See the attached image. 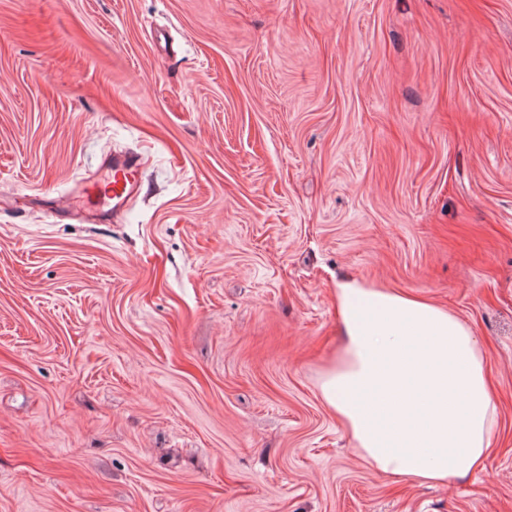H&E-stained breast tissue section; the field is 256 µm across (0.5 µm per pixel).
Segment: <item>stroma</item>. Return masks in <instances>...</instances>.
<instances>
[{
	"mask_svg": "<svg viewBox=\"0 0 512 512\" xmlns=\"http://www.w3.org/2000/svg\"><path fill=\"white\" fill-rule=\"evenodd\" d=\"M344 277L472 327L483 472L354 449ZM0 512H512V0H0ZM141 173L137 162L127 157H114L112 177L108 187L112 193L113 209L121 207L140 185Z\"/></svg>",
	"mask_w": 512,
	"mask_h": 512,
	"instance_id": "stroma-1",
	"label": "stroma"
}]
</instances>
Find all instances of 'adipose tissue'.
I'll use <instances>...</instances> for the list:
<instances>
[{
  "label": "adipose tissue",
  "instance_id": "ef3b65f1",
  "mask_svg": "<svg viewBox=\"0 0 512 512\" xmlns=\"http://www.w3.org/2000/svg\"><path fill=\"white\" fill-rule=\"evenodd\" d=\"M345 342L326 406L378 472L446 484L484 469L496 405L471 328L431 302L356 279L336 285Z\"/></svg>",
  "mask_w": 512,
  "mask_h": 512
}]
</instances>
